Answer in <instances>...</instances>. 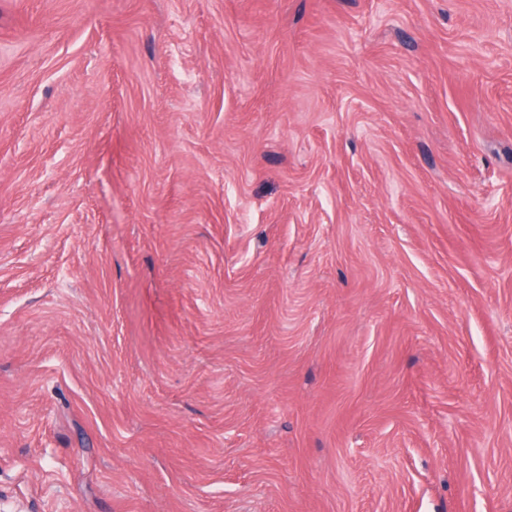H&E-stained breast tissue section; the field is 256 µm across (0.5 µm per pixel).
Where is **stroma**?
<instances>
[{
	"label": "stroma",
	"instance_id": "1",
	"mask_svg": "<svg viewBox=\"0 0 512 512\" xmlns=\"http://www.w3.org/2000/svg\"><path fill=\"white\" fill-rule=\"evenodd\" d=\"M0 512H512V0H0Z\"/></svg>",
	"mask_w": 512,
	"mask_h": 512
}]
</instances>
